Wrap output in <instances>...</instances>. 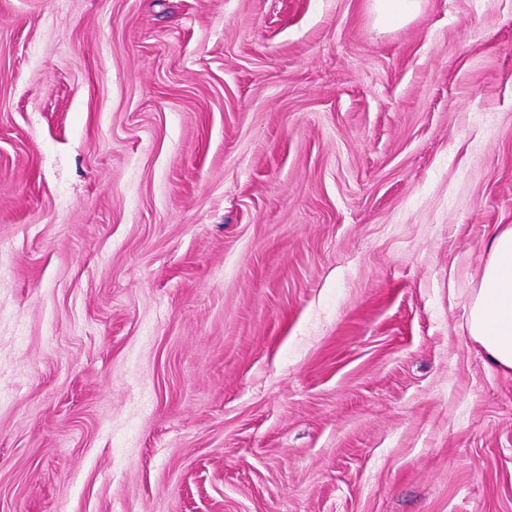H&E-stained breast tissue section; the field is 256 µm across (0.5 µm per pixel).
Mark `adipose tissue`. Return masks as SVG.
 Returning a JSON list of instances; mask_svg holds the SVG:
<instances>
[{"label": "adipose tissue", "mask_w": 512, "mask_h": 512, "mask_svg": "<svg viewBox=\"0 0 512 512\" xmlns=\"http://www.w3.org/2000/svg\"><path fill=\"white\" fill-rule=\"evenodd\" d=\"M469 335L495 369L512 373V225L494 234L469 304Z\"/></svg>", "instance_id": "adipose-tissue-1"}]
</instances>
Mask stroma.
Segmentation results:
<instances>
[{
    "instance_id": "35a3bbf8",
    "label": "stroma",
    "mask_w": 512,
    "mask_h": 512,
    "mask_svg": "<svg viewBox=\"0 0 512 512\" xmlns=\"http://www.w3.org/2000/svg\"><path fill=\"white\" fill-rule=\"evenodd\" d=\"M504 224L512 0H0V512H512ZM377 17L390 25L403 24L414 17L420 0H373ZM469 335L495 369L512 373V225L506 224L488 243L471 297Z\"/></svg>"
}]
</instances>
